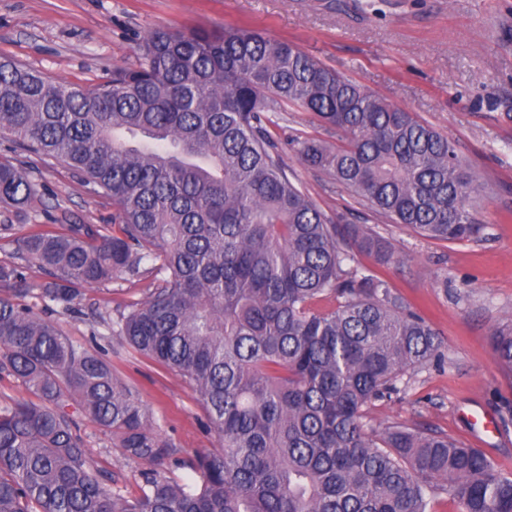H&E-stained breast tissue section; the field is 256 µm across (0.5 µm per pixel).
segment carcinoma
I'll list each match as a JSON object with an SVG mask.
<instances>
[{"label": "carcinoma", "mask_w": 512, "mask_h": 512, "mask_svg": "<svg viewBox=\"0 0 512 512\" xmlns=\"http://www.w3.org/2000/svg\"><path fill=\"white\" fill-rule=\"evenodd\" d=\"M315 115L336 143L297 141L299 161L422 237L479 238L481 185L454 143L286 40L246 28L158 29L133 66L93 88L0 59V138L66 165L112 199V224L18 233L0 259V374L32 395L0 405V512H512V477L482 451L402 422L368 430L365 411L442 340L388 283L389 242L337 228L288 177L269 113ZM35 184L0 159V203L21 215ZM35 266L43 277L31 280ZM159 277L148 296L98 317L139 355L185 379L217 447L185 459L160 439L133 386L42 313L78 317L83 288ZM512 372V328L492 338ZM156 469L142 494L110 489L80 422Z\"/></svg>", "instance_id": "carcinoma-1"}]
</instances>
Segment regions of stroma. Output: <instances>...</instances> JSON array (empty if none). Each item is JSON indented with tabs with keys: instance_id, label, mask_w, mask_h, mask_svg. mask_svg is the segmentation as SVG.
<instances>
[{
	"instance_id": "stroma-1",
	"label": "stroma",
	"mask_w": 512,
	"mask_h": 512,
	"mask_svg": "<svg viewBox=\"0 0 512 512\" xmlns=\"http://www.w3.org/2000/svg\"><path fill=\"white\" fill-rule=\"evenodd\" d=\"M197 27H244L293 42L448 136L471 163L483 186L477 218L484 229L479 239L446 243L391 223L327 174L303 166L294 139H336L309 113L278 112L268 125L289 176L327 215L389 241L391 264L358 252L356 266L388 281L442 339L439 360L406 373L399 394L369 405L368 424L402 421L447 433L512 473V372L491 345L495 329L512 326V0H0V58L88 88L114 66L134 64L150 31ZM1 155L39 185L42 204L22 217L24 231L43 229L45 210L54 206L74 224L111 223V199L68 168L45 164L6 139ZM156 284L146 275L88 288L82 316L58 323L74 344L102 353L137 387L160 436L186 457L215 443L202 427L206 413L194 391L93 321L145 298ZM474 411L493 416L496 435L472 430L467 417ZM80 433L113 489L139 495L146 463L127 458L91 421Z\"/></svg>"
}]
</instances>
